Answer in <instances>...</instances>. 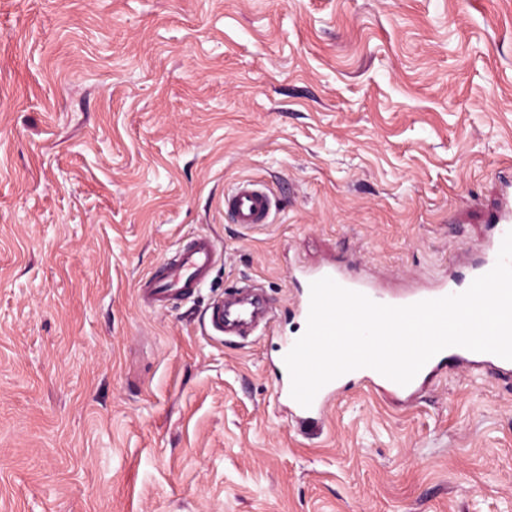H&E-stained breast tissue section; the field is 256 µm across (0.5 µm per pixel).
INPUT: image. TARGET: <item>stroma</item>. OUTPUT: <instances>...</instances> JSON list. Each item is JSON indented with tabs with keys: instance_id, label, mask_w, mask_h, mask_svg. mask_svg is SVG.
Masks as SVG:
<instances>
[{
	"instance_id": "stroma-1",
	"label": "stroma",
	"mask_w": 512,
	"mask_h": 512,
	"mask_svg": "<svg viewBox=\"0 0 512 512\" xmlns=\"http://www.w3.org/2000/svg\"><path fill=\"white\" fill-rule=\"evenodd\" d=\"M503 169L512 0H0V512H512L492 367L353 380L315 428L276 391L295 267L460 273ZM198 234L207 285L141 307ZM245 279L276 319L228 343L204 312ZM272 193L265 185L242 180L224 194V209L236 224H267L272 212Z\"/></svg>"
}]
</instances>
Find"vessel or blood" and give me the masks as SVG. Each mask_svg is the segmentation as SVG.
<instances>
[{
	"label": "vessel or blood",
	"mask_w": 512,
	"mask_h": 512,
	"mask_svg": "<svg viewBox=\"0 0 512 512\" xmlns=\"http://www.w3.org/2000/svg\"><path fill=\"white\" fill-rule=\"evenodd\" d=\"M272 207L271 191L258 182L240 181L224 195V208L238 224L268 223ZM488 222L492 231L479 245V256L470 264L467 278L448 277L432 287L411 293L384 292L371 282L347 275L336 264L329 262L312 269L295 268L292 281L298 290L297 316L300 320H307L310 311V284L323 277L332 278L340 286L360 292L376 303L390 306H406L464 292L474 278L484 275L494 267L502 241L512 231V186L502 191L489 213ZM219 257L220 253L213 239L206 235L193 237L177 249L174 255L165 258L149 278L140 281L137 289L140 303L151 309H162L173 302L190 299L203 287ZM273 318L269 298L249 280L242 281L231 293L213 300L206 309L210 331L227 337L245 336L258 328L268 327ZM446 358L452 359L458 367L467 368L487 363L512 372L510 360L491 353L473 352L453 346L432 357L407 385L390 381L370 368L365 369L364 376L389 387L392 393L408 398L435 375L440 363ZM337 386L338 383L334 380L324 385L315 395L311 406L306 408L292 398L290 374L285 371L281 374L277 392L291 418L316 425L332 406Z\"/></svg>",
	"instance_id": "1"
}]
</instances>
